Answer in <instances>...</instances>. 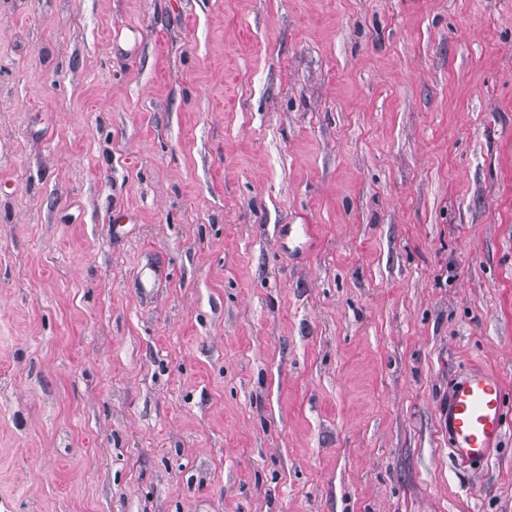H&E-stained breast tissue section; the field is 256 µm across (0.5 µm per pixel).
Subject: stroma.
Returning <instances> with one entry per match:
<instances>
[{
    "instance_id": "1",
    "label": "stroma",
    "mask_w": 512,
    "mask_h": 512,
    "mask_svg": "<svg viewBox=\"0 0 512 512\" xmlns=\"http://www.w3.org/2000/svg\"><path fill=\"white\" fill-rule=\"evenodd\" d=\"M472 365L512 0H0V512H512ZM443 414L453 457L461 464L487 462L505 433L501 379L483 367H467L448 388Z\"/></svg>"
}]
</instances>
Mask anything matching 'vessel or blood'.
I'll return each instance as SVG.
<instances>
[{
    "mask_svg": "<svg viewBox=\"0 0 512 512\" xmlns=\"http://www.w3.org/2000/svg\"><path fill=\"white\" fill-rule=\"evenodd\" d=\"M453 457L463 464L488 461L505 433L504 385L485 368H466L448 389L443 411Z\"/></svg>",
    "mask_w": 512,
    "mask_h": 512,
    "instance_id": "1",
    "label": "vessel or blood"
}]
</instances>
